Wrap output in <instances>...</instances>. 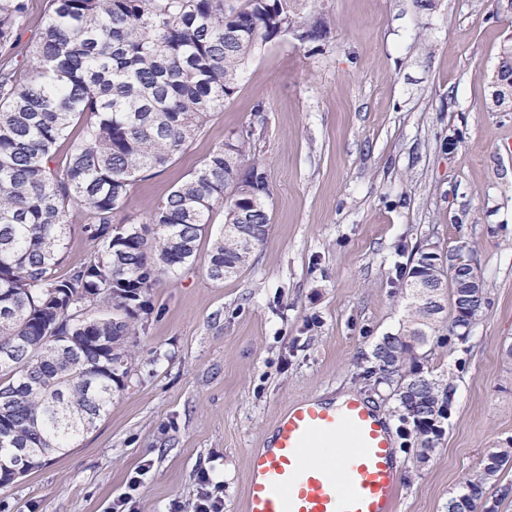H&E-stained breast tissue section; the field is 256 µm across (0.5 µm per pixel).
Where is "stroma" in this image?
<instances>
[{
  "mask_svg": "<svg viewBox=\"0 0 512 512\" xmlns=\"http://www.w3.org/2000/svg\"><path fill=\"white\" fill-rule=\"evenodd\" d=\"M325 41L282 36L184 152L138 182L123 215L146 221L232 130L256 127L270 231L250 266L216 282L209 248L153 290L133 369L72 448L0 488V512H103L148 466L137 512H192L207 471L244 512L250 449L305 397L353 394L385 415L398 512H446L489 451L512 445V0H299ZM264 112L255 113L256 104ZM460 248L484 311L466 342L430 340L422 365L452 386L427 458L402 424L373 350L405 316L397 273L418 247Z\"/></svg>",
  "mask_w": 512,
  "mask_h": 512,
  "instance_id": "obj_1",
  "label": "stroma"
}]
</instances>
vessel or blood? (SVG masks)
Segmentation results:
<instances>
[{"mask_svg": "<svg viewBox=\"0 0 512 512\" xmlns=\"http://www.w3.org/2000/svg\"><path fill=\"white\" fill-rule=\"evenodd\" d=\"M350 439L353 453L309 464L312 440L326 448ZM245 512H395L398 466L390 423L369 403L305 398L278 417L249 458Z\"/></svg>", "mask_w": 512, "mask_h": 512, "instance_id": "1", "label": "vessel or blood"}]
</instances>
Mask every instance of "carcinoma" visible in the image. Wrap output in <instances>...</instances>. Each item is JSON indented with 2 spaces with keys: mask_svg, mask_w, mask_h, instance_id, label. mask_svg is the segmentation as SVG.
I'll return each mask as SVG.
<instances>
[{
  "mask_svg": "<svg viewBox=\"0 0 512 512\" xmlns=\"http://www.w3.org/2000/svg\"><path fill=\"white\" fill-rule=\"evenodd\" d=\"M24 0H0V487L14 480L19 448L63 450L106 415L130 372V338L153 288L194 265L216 207L207 276L222 282L250 263L268 236L265 166L242 159L241 128L176 184L143 224L116 220L135 183L168 166L234 94L243 67L280 36L273 16L302 24L296 0H49L47 19L13 64ZM64 159L59 143L73 123ZM85 209L90 256L66 268L70 210ZM249 213L241 230L236 211ZM404 291L406 319L374 349L393 385L418 456L442 433L451 387L421 367L429 337L464 342L485 301L457 314L448 268L419 256ZM423 281L430 299L415 296ZM512 460L497 448L448 512H475L484 486Z\"/></svg>",
  "mask_w": 512,
  "mask_h": 512,
  "instance_id": "carcinoma-1",
  "label": "carcinoma"
}]
</instances>
